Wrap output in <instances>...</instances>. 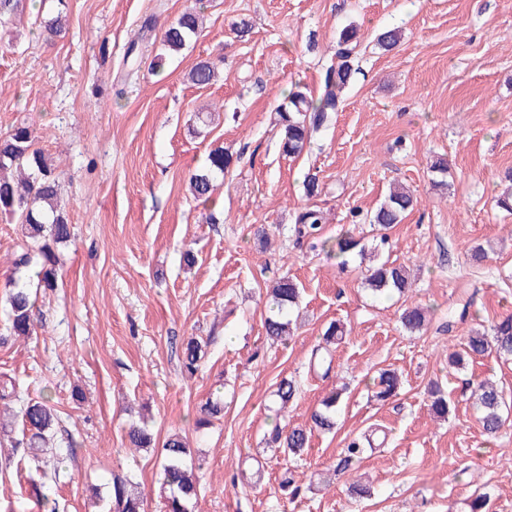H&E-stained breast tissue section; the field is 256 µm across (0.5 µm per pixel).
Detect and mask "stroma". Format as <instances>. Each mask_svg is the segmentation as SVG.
<instances>
[{
    "mask_svg": "<svg viewBox=\"0 0 512 512\" xmlns=\"http://www.w3.org/2000/svg\"><path fill=\"white\" fill-rule=\"evenodd\" d=\"M67 3L66 35L52 46L37 30L57 0H29L0 24V136L21 123L34 129L75 232L57 249V288L37 294L36 335L17 337L6 281L27 242L20 224L0 216V376L15 379L20 401L46 395L58 411L59 512H106L91 506L93 488L127 471L144 512H164L154 447L129 448L128 427L142 417L156 444L180 434L200 459L196 512H467L477 490L490 493L493 512H512V426L487 438L470 401L484 378L512 401V361L490 354L448 367L463 336L512 311V213L495 205L512 169V0H209L199 36L157 73L162 25L195 0ZM149 17L158 27L141 45L140 78L116 94L128 43ZM241 20L247 33L234 27ZM349 24L363 38L343 107L300 156H285L283 93L297 82L319 94ZM389 28L401 40L385 52L375 36ZM205 59L219 75L200 88L188 74ZM203 108L212 114L205 127L196 118ZM217 147L234 162L216 192L221 221L210 224L188 179ZM440 156L449 163L444 190L429 170ZM309 172L321 185L312 200L302 186ZM393 183L418 199L385 232L387 255L415 279L400 299L364 288L358 253L342 266L291 231L312 206L326 217L321 240L350 228L371 248L383 232L368 219ZM476 245L488 252L478 264ZM285 274L302 299L284 346L267 342L262 324L266 292ZM417 304L433 316L412 334L400 314ZM464 306L465 321L451 322ZM333 321L348 335L325 374L310 358ZM190 336L208 342L192 374L180 348ZM383 369L399 374L401 388L380 402L369 380ZM284 378L299 385L294 425L332 388H346L333 432L311 439L292 500L278 489L288 459L265 444L270 393ZM434 381L451 401L444 420L428 409ZM219 394L223 416L197 428ZM373 427L385 430V446L318 489L341 449ZM10 441L0 438V451H12ZM12 453L0 512H37L35 462ZM359 478L371 495L357 502L348 487Z\"/></svg>",
    "mask_w": 512,
    "mask_h": 512,
    "instance_id": "obj_1",
    "label": "stroma"
}]
</instances>
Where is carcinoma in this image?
<instances>
[{"instance_id": "cac0c4a2", "label": "carcinoma", "mask_w": 512, "mask_h": 512, "mask_svg": "<svg viewBox=\"0 0 512 512\" xmlns=\"http://www.w3.org/2000/svg\"><path fill=\"white\" fill-rule=\"evenodd\" d=\"M200 12L186 11L173 21L163 32L162 42L167 53L177 54L200 30ZM67 12L61 8L56 15L42 23V35L45 41L54 42L65 31ZM360 44V30L349 24L339 33L336 43V62L327 66L322 73L321 92L312 96L302 89L291 90L278 107L281 126V149L288 156L302 153L307 146L310 132L322 127L331 113L342 108V92L351 83L355 69L352 55ZM217 77L215 64L210 60L198 62L189 73L190 82L199 87L209 86ZM233 155L223 148L209 152L204 163L197 167L189 177L193 198L205 205L214 202L219 176L228 171ZM16 169L17 177L0 176V213L17 218L21 223L23 235L33 242V249L20 254L14 260V272L32 264L40 267L39 282L47 288L55 287L57 282V258L54 247L69 242L74 229L69 224L66 213L58 204L60 185L58 176L48 163L42 151L34 148V135L30 127L19 124L11 132L0 138V173ZM431 172L437 179L433 186L446 187L448 182V161L442 157L432 162ZM417 199L405 188L390 192L370 220L385 231L401 223L406 213L414 209ZM323 213L312 207L304 208L296 215L293 232L298 238H316L323 224ZM388 236L381 234L379 244L375 245L373 257L377 263L368 267L365 283L369 289L379 295H404L412 287L407 266L382 258ZM358 246L353 231L347 230L336 238L334 249L336 256L342 257ZM8 303L11 331L16 336H30L34 332L33 306L29 285L15 276L9 279ZM300 289L293 279L282 276L268 294L269 314L265 316L263 327L267 339L286 343L294 335L291 320L292 311L298 307ZM428 308L413 306L405 308L400 315L403 328L416 333L428 324ZM346 335L345 326L331 322L324 330L322 342L318 345L311 365L329 374L332 369L330 347L339 343ZM207 342L190 337L183 344V364L189 373H194L204 354ZM495 352L504 359L512 358V313L503 314L493 325L492 336L478 330L471 332L460 344V348L448 354V365L459 367L468 361H474L488 352ZM399 375L392 370H383L373 378L374 394L377 400L386 401L394 397L400 388ZM298 394V386L292 379L281 380L274 391L277 410L288 408ZM344 389L338 388L327 394L314 410L307 424L290 427L275 422L268 433V447L283 453L296 465H301L308 454L310 441L316 433L330 432L336 425ZM430 410L439 417L448 415L450 400L438 386L429 390ZM473 406L479 414L484 432L497 436L505 427L508 417L504 415L506 403L502 389L491 382L478 383L474 391ZM206 417L196 421L201 428L209 424L210 419L223 415L224 402L209 401L204 408ZM22 424V438L14 442V447L31 452H44L48 444V434L54 432L58 423L54 408L43 397L31 400L21 406L16 413ZM128 439L130 447L135 449L152 447V434L146 427L131 425ZM373 435L363 439H354L336 459L334 472L345 473L352 464L361 458L368 449L374 447ZM192 452L184 439L174 434L163 443L159 453L158 465L162 475V486L166 490L165 512H193V500L197 497L195 467L187 464ZM111 506L109 512H143V498L138 491V482L132 474H114L109 482Z\"/></svg>"}]
</instances>
